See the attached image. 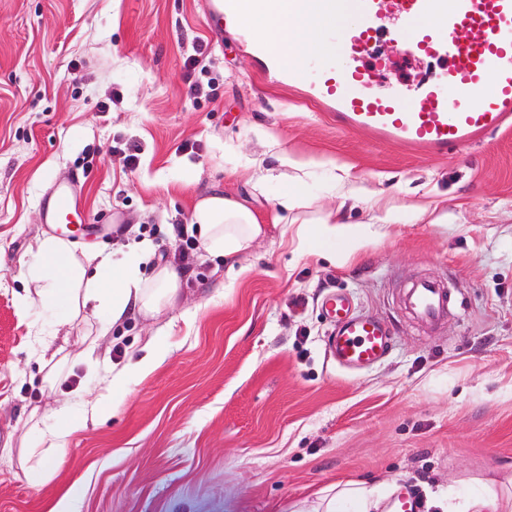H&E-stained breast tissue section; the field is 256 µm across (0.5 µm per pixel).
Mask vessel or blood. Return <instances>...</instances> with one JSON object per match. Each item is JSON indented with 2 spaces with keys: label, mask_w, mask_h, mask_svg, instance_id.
Returning <instances> with one entry per match:
<instances>
[{
  "label": "vessel or blood",
  "mask_w": 512,
  "mask_h": 512,
  "mask_svg": "<svg viewBox=\"0 0 512 512\" xmlns=\"http://www.w3.org/2000/svg\"><path fill=\"white\" fill-rule=\"evenodd\" d=\"M299 12L316 5L329 24L331 39L340 31L333 23L345 0H296ZM358 24L349 33L343 62L313 54L307 64L289 72V82L324 111L337 127L361 130L374 140L444 156L512 127V0H355ZM395 12L408 38L402 48L435 61L431 77L418 89L397 86L377 94L357 60L385 35L382 21ZM435 25H424L427 17ZM235 19L224 0H207L209 29L223 33ZM45 223L73 237L85 217L71 185L57 184L42 201ZM406 304L417 319L439 321L448 310L442 285L423 279L412 283ZM322 307L330 328L326 350L338 366L361 371L377 363L391 345L389 328L357 313L351 298L334 292Z\"/></svg>",
  "instance_id": "b4317fda"
}]
</instances>
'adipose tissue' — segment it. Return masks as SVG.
<instances>
[{"label": "adipose tissue", "mask_w": 512, "mask_h": 512, "mask_svg": "<svg viewBox=\"0 0 512 512\" xmlns=\"http://www.w3.org/2000/svg\"><path fill=\"white\" fill-rule=\"evenodd\" d=\"M237 16L238 26L280 49L285 64L300 66L317 45L325 53L334 51L332 43L322 38L323 17L313 11L304 16L296 15L293 0H280L279 9L274 13L267 12L260 0H245L238 7ZM193 219L204 250L223 254L229 265L235 264L264 233L252 209L225 194L201 198L194 207ZM375 235L371 223L347 222L336 210L318 219L303 221L297 230L299 241L306 243L309 251L318 253L324 248H333L335 259L342 264L349 262ZM149 254V246L134 245L122 258L104 255L90 274L75 260L68 242L46 237L37 242L38 267L30 273L28 281L42 304L74 310L79 302H94L105 307L111 321L117 323L131 309L151 315L180 299L178 277L170 268H159L151 280L142 278L140 266ZM111 398V393L107 392L96 400L78 405L60 404L51 422L40 430L43 447L0 448V460L18 463L30 483L49 481L53 476V469L47 462L51 450L61 448L66 438L85 424L87 418L100 417ZM386 498L380 488L347 482L331 487L316 499L294 503L291 512H382Z\"/></svg>", "instance_id": "adipose-tissue-1"}]
</instances>
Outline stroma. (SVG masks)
<instances>
[{
	"instance_id": "1",
	"label": "stroma",
	"mask_w": 512,
	"mask_h": 512,
	"mask_svg": "<svg viewBox=\"0 0 512 512\" xmlns=\"http://www.w3.org/2000/svg\"><path fill=\"white\" fill-rule=\"evenodd\" d=\"M376 52L363 63L381 94L418 87L435 67L388 37ZM270 137L317 162L302 218L339 206L334 164L375 192L377 206L342 208L349 222L379 223L349 263L299 250L296 225L273 223L287 183L262 191L243 170ZM72 180L90 219L70 241L77 261L90 270L98 253L148 242L141 272L177 270L178 305L131 313L103 336L106 310L64 324L59 308L23 304L36 243L53 233L43 198ZM215 190L265 226L237 276L223 257L178 249L175 225ZM391 206L401 219L383 223ZM108 213L119 237L100 222ZM420 279L450 293L437 323L403 304ZM336 289L395 331L360 373L325 350L320 302ZM161 332L162 364L69 436L51 481L0 462V512H49L76 483L79 512H289L350 480L408 488L422 512H442L438 497L512 491V128L445 157L415 154L338 128L277 85L237 32L212 36L201 0H0V447H40L35 422L96 399ZM46 352L63 367L51 390Z\"/></svg>"
}]
</instances>
